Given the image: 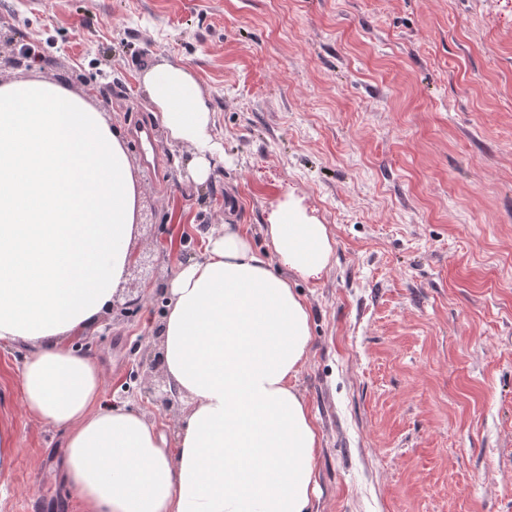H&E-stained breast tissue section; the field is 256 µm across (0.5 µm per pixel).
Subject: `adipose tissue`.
Returning a JSON list of instances; mask_svg holds the SVG:
<instances>
[{
  "label": "adipose tissue",
  "mask_w": 512,
  "mask_h": 512,
  "mask_svg": "<svg viewBox=\"0 0 512 512\" xmlns=\"http://www.w3.org/2000/svg\"><path fill=\"white\" fill-rule=\"evenodd\" d=\"M143 86L169 144L208 180L223 157L195 74L163 64ZM140 187L119 132L91 97L39 79L0 83V347L27 348L26 411L65 431L61 476L81 512H311L320 437L297 378L310 316L288 274L317 278L333 245L291 203L268 227L211 228L167 290L160 351L186 401L168 438L103 404V369L78 348L125 283Z\"/></svg>",
  "instance_id": "ef3b65f1"
}]
</instances>
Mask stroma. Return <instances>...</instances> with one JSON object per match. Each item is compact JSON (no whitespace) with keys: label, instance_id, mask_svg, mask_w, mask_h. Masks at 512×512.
<instances>
[{"label":"stroma","instance_id":"35a3bbf8","mask_svg":"<svg viewBox=\"0 0 512 512\" xmlns=\"http://www.w3.org/2000/svg\"><path fill=\"white\" fill-rule=\"evenodd\" d=\"M42 61L0 82L81 75L122 135L141 188L132 241L148 298L82 343L110 404L174 435L182 408L140 387L177 266L201 225L256 249L293 196L334 241L298 376L320 436L313 512H512V0H0V37ZM189 67L224 156L205 183L144 93ZM26 350L0 348V425L15 448L0 512H74L63 429L29 416Z\"/></svg>","mask_w":512,"mask_h":512}]
</instances>
